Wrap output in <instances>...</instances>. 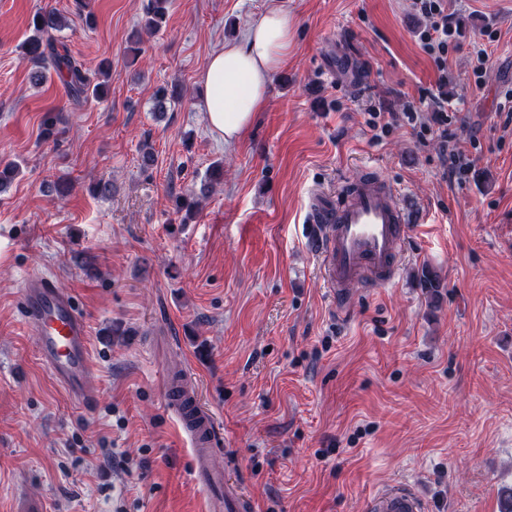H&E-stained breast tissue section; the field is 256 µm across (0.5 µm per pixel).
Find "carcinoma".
<instances>
[{
  "label": "carcinoma",
  "mask_w": 512,
  "mask_h": 512,
  "mask_svg": "<svg viewBox=\"0 0 512 512\" xmlns=\"http://www.w3.org/2000/svg\"><path fill=\"white\" fill-rule=\"evenodd\" d=\"M168 0H149L147 6L145 29L156 32L166 21ZM64 22L60 13L54 9H48L33 16L31 21L32 34L21 44L20 51L23 59L31 64L29 74L30 81L38 85L47 73L53 71L63 83L69 101L74 105H80L89 97L103 98L107 94V85L102 82H92L90 73L85 65L77 59L69 47L56 37L61 31ZM179 99V91L175 88L169 90L165 87L156 89L153 97V111L158 116H163L168 104ZM223 175V166H212L211 173L199 190L191 189L179 196L176 200V210L186 211L192 214L195 211L196 199L205 198L214 188V182L220 180ZM419 284L426 289L430 296H436L440 282L437 275L428 268L421 269L418 273Z\"/></svg>",
  "instance_id": "1"
}]
</instances>
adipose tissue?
Instances as JSON below:
<instances>
[{
	"mask_svg": "<svg viewBox=\"0 0 512 512\" xmlns=\"http://www.w3.org/2000/svg\"><path fill=\"white\" fill-rule=\"evenodd\" d=\"M293 19L272 7L249 27L242 41L214 50L199 76L200 107L210 129L225 142L238 141L268 100L272 74L288 57Z\"/></svg>",
	"mask_w": 512,
	"mask_h": 512,
	"instance_id": "adipose-tissue-1",
	"label": "adipose tissue"
}]
</instances>
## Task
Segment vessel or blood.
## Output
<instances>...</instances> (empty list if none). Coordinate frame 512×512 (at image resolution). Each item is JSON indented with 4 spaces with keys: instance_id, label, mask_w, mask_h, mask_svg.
<instances>
[{
    "instance_id": "obj_1",
    "label": "vessel or blood",
    "mask_w": 512,
    "mask_h": 512,
    "mask_svg": "<svg viewBox=\"0 0 512 512\" xmlns=\"http://www.w3.org/2000/svg\"><path fill=\"white\" fill-rule=\"evenodd\" d=\"M309 223L319 250L321 276L337 303L350 302L348 289L360 280L386 288L399 278V258L411 218L395 186L374 174L319 194L310 205ZM20 312L37 356L53 379L82 403L93 396L89 384L93 358L89 325L75 296L58 288L47 274L27 276ZM167 405L192 449V477L208 493L207 512H254L255 505L235 486L227 470L213 466L222 437L198 386L186 374L165 376ZM365 512H428L425 499L407 485L389 484L365 502Z\"/></svg>"
}]
</instances>
